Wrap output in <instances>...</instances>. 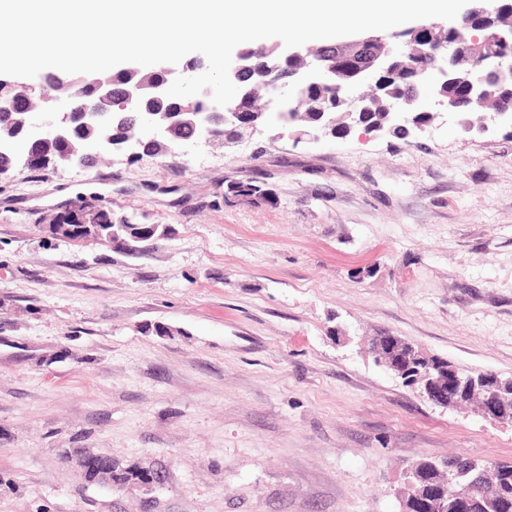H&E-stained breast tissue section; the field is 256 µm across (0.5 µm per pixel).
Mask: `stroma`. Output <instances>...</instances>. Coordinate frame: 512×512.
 Segmentation results:
<instances>
[{
  "mask_svg": "<svg viewBox=\"0 0 512 512\" xmlns=\"http://www.w3.org/2000/svg\"><path fill=\"white\" fill-rule=\"evenodd\" d=\"M265 178L275 204H225ZM171 234L132 257L53 223L89 196ZM385 331L512 375V130H268L0 175V512H399L407 464L512 460L433 405ZM84 452L157 473L106 487Z\"/></svg>",
  "mask_w": 512,
  "mask_h": 512,
  "instance_id": "obj_1",
  "label": "stroma"
}]
</instances>
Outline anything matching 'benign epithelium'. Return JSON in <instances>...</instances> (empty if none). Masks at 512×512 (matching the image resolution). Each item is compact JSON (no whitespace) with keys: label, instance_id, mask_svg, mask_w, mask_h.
Listing matches in <instances>:
<instances>
[{"label":"benign epithelium","instance_id":"benign-epithelium-1","mask_svg":"<svg viewBox=\"0 0 512 512\" xmlns=\"http://www.w3.org/2000/svg\"><path fill=\"white\" fill-rule=\"evenodd\" d=\"M500 13V0H472L461 15L462 24L456 28L453 41L439 47L432 69L411 85L408 96H396L384 105L386 123L376 128H364L366 133L393 135L400 132L410 135L423 131L437 119L454 117L461 129L471 130L462 118L463 110L486 111V131L491 126H512V106L494 103V96L501 92L512 93V21L495 19ZM445 25L438 21H425L408 29V33L395 32L389 36L359 33L350 41H337L331 50L303 44L287 48L283 42L275 44V54L267 55L265 63L254 66L248 58L233 56L229 70L234 79L243 70L252 69L255 79L249 86L238 90L235 98L225 106H218L211 99L210 90L186 98L185 106L178 111L150 110L143 105L147 95L163 99L166 90L179 76L193 77L198 64L180 62L162 64L158 71L164 81L144 86L128 85L118 99L112 97V76L97 73L94 78L95 101L93 106L75 112L65 106L61 112H48L44 103L58 99L69 100L61 89H49L39 81L25 77H12L10 84L24 88L23 95L12 91L0 93V112L22 114L21 128L17 132L0 134V155H11L14 160H24L27 167L41 163V158L29 151H20L19 141L34 145L47 141L68 144L69 150L61 158L68 164L88 166L91 159L103 151L124 152L131 158L143 154L148 144H176V132L188 123L197 131V137L215 139L213 127L218 124L236 126L242 118L245 105L259 90L271 91L267 101L260 106V119L250 124V132L275 127L271 119L278 113L298 112L309 106L320 112L321 120L315 126L297 132L296 140L311 142L336 137V112L330 105L308 99V90L331 86L339 92L343 111L354 115L371 108L370 95L359 91L366 84L379 87L382 79L395 74L403 65L417 69V59L437 45ZM293 62L284 71L280 59ZM453 85L460 89L461 98L438 95L436 86ZM427 112L430 120H416V113ZM122 113L132 115L133 131L119 143L112 141V123ZM85 126L95 131V137L80 146L73 143L76 129ZM158 237L157 225L146 224L143 238L136 241L118 240L112 246L139 255L144 243ZM365 346L377 363L386 371L403 380L416 371V383L422 394L433 404L448 408L461 404L474 413L497 422L512 423V379L503 380L496 375L474 377L452 365L435 364L413 343L389 333L367 336ZM78 465L98 479L112 482L111 468L91 457L78 458ZM420 462L406 468L407 488L400 497L401 512H413L422 506L426 512H450L453 508L478 509L492 512L493 499L490 487L499 485L506 471L512 466L499 460L476 462L469 458L460 466L445 463L444 468L431 464L435 478L424 480L419 473Z\"/></svg>","mask_w":512,"mask_h":512}]
</instances>
